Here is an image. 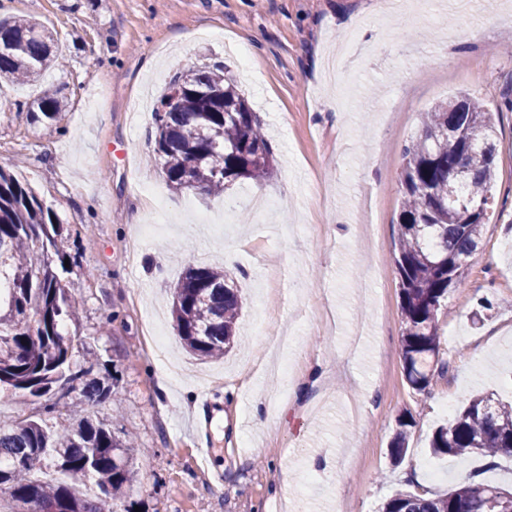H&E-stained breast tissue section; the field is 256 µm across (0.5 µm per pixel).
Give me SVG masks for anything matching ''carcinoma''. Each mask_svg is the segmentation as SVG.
Listing matches in <instances>:
<instances>
[{
    "label": "carcinoma",
    "instance_id": "obj_1",
    "mask_svg": "<svg viewBox=\"0 0 512 512\" xmlns=\"http://www.w3.org/2000/svg\"><path fill=\"white\" fill-rule=\"evenodd\" d=\"M59 65L57 40L32 16L0 19V77L25 84ZM177 90L174 102L169 91ZM58 94L33 101L30 112L53 121L63 111ZM154 154L174 191L216 195L246 179L261 186L272 175L273 157L258 116L222 61L174 74L154 112ZM498 124L474 96L463 93L424 113L417 138L403 149L400 174V233L394 264L399 278L402 361L405 378L419 393L428 391L439 358V315L448 294L462 287L468 259L478 248L493 199ZM460 159L467 175L448 167ZM63 224L32 188L0 167V399L42 398L57 387L76 384L87 402L101 403L112 392L106 379L76 368L75 339L64 324L77 319L76 299L65 274ZM238 289L224 269L188 266L172 299L175 329L184 347L203 359L224 355L240 343ZM408 422H399L390 445L395 462L407 451ZM430 447L436 455L474 452L493 458L512 454V401L491 394L469 399L448 423L436 428ZM130 442L101 421L47 426L29 414L0 424V500L9 512H106L129 489ZM56 460L65 480L34 478L37 465ZM92 481L100 494L77 486ZM512 503V492L483 483H463L442 496L399 492L382 512H492L493 496Z\"/></svg>",
    "mask_w": 512,
    "mask_h": 512
}]
</instances>
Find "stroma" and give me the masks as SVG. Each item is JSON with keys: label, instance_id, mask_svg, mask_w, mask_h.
Returning <instances> with one entry per match:
<instances>
[{"label": "stroma", "instance_id": "1", "mask_svg": "<svg viewBox=\"0 0 512 512\" xmlns=\"http://www.w3.org/2000/svg\"><path fill=\"white\" fill-rule=\"evenodd\" d=\"M58 38L63 68L35 84L0 78V167L64 225L80 303L77 365L112 380L79 394L0 401V421L84 417L134 441L133 487L108 512H380L395 493L442 495L463 471L512 492V456L429 450L442 409L478 393L512 399V112L500 118L497 191L466 285L440 317L428 393L401 362L393 255L403 148L423 112L467 92L496 110L512 85V0H0ZM224 61L274 156L263 187L169 189L153 154L157 99L179 70ZM64 96L54 123L30 113ZM223 268L243 301L246 341L219 359L187 351L173 289L188 265ZM222 401L217 423L202 396ZM408 420V452L388 448ZM214 450L202 459L203 443ZM323 455L325 468H309Z\"/></svg>", "mask_w": 512, "mask_h": 512}]
</instances>
